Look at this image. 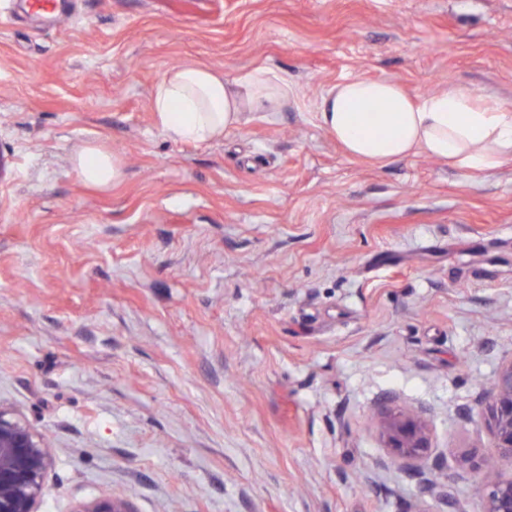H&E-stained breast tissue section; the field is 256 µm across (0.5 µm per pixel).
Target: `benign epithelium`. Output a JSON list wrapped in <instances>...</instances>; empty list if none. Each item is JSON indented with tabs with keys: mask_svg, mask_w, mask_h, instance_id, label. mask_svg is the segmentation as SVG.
Listing matches in <instances>:
<instances>
[{
	"mask_svg": "<svg viewBox=\"0 0 512 512\" xmlns=\"http://www.w3.org/2000/svg\"><path fill=\"white\" fill-rule=\"evenodd\" d=\"M487 426L492 456L485 461L477 485L482 512H512V360L503 364L487 392ZM385 447L404 466L428 464L433 447L425 421L415 412L392 403L376 414ZM53 456L48 439L31 429L14 409L0 403V512H39ZM72 512H134L129 502L107 496L78 503Z\"/></svg>",
	"mask_w": 512,
	"mask_h": 512,
	"instance_id": "benign-epithelium-1",
	"label": "benign epithelium"
}]
</instances>
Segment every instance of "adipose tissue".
<instances>
[{
  "mask_svg": "<svg viewBox=\"0 0 512 512\" xmlns=\"http://www.w3.org/2000/svg\"><path fill=\"white\" fill-rule=\"evenodd\" d=\"M294 94L287 79L266 66L228 80L212 67L187 62L167 70L150 99L155 124L168 139L206 143L239 128L243 113L281 111ZM374 102L383 111H369ZM318 120L356 160L383 163L423 154L466 171L512 160V111L459 88L416 102L396 82L348 78L322 98ZM75 168L84 182L101 187L118 175L111 155L96 146L76 155Z\"/></svg>",
  "mask_w": 512,
  "mask_h": 512,
  "instance_id": "adipose-tissue-1",
  "label": "adipose tissue"
}]
</instances>
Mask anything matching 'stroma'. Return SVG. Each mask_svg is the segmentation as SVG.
<instances>
[{
	"instance_id": "1",
	"label": "stroma",
	"mask_w": 512,
	"mask_h": 512,
	"mask_svg": "<svg viewBox=\"0 0 512 512\" xmlns=\"http://www.w3.org/2000/svg\"><path fill=\"white\" fill-rule=\"evenodd\" d=\"M197 62L295 96L204 145L155 126ZM512 109V0H0V403L54 448L40 512H481L512 360V162L350 159L337 82ZM112 156L86 184L74 157ZM426 421L446 496L371 416ZM75 169L84 182L101 187L119 175L111 155L96 146H86L76 155ZM72 512H134L126 499L107 496L78 503Z\"/></svg>"
}]
</instances>
